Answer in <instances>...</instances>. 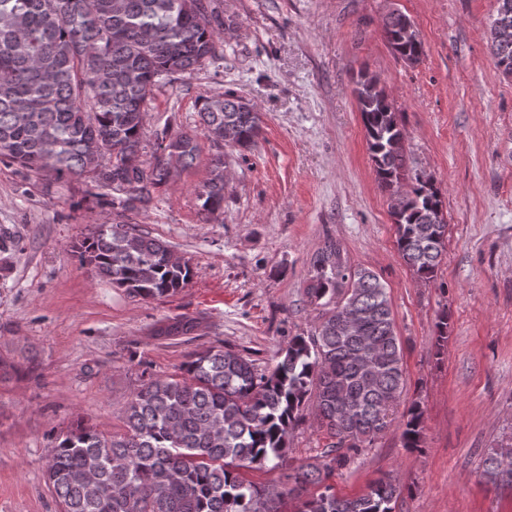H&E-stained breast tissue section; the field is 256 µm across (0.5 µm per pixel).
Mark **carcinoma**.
<instances>
[{"instance_id": "1", "label": "carcinoma", "mask_w": 512, "mask_h": 512, "mask_svg": "<svg viewBox=\"0 0 512 512\" xmlns=\"http://www.w3.org/2000/svg\"><path fill=\"white\" fill-rule=\"evenodd\" d=\"M409 17L388 14L385 38L403 61L424 55L404 34ZM224 21L215 0H0V162L62 179L88 178L100 203L121 212L147 207L173 171L194 165L186 134L156 139L142 159L144 112L155 88L220 56ZM496 67L512 77V39L492 43ZM379 186L390 192L398 251L417 276L437 272L448 229L440 189L418 178L393 193L405 166L398 113L375 77L355 89ZM199 115L214 147L210 177L196 192L201 211L224 212V146L251 150L262 131L257 106L234 91L206 97ZM80 262L143 298L171 296L193 276L160 239L126 224H101L73 244ZM305 289L319 310L314 331L288 340L280 360H255L222 345L195 353L175 378L151 377L128 402L125 431L107 438L82 420L59 434L46 477L63 512H393L400 487L379 479L355 498L330 485L304 499L349 452L392 424L405 379L388 293L369 269L346 265L336 243L316 255ZM191 319L158 327L186 336ZM313 405L330 442L322 461L263 487L243 469H284L288 442ZM402 446L425 443L424 409L413 400L400 421ZM512 475V442L485 459L489 481Z\"/></svg>"}]
</instances>
